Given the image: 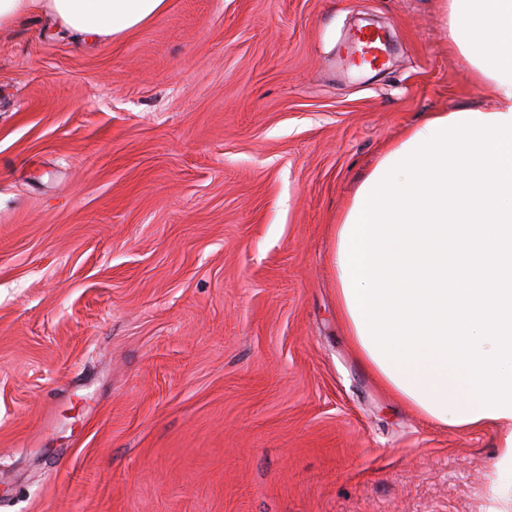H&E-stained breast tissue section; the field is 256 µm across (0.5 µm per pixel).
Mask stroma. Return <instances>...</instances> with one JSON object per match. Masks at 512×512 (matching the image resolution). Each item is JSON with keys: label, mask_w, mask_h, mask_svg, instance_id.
<instances>
[{"label": "stroma", "mask_w": 512, "mask_h": 512, "mask_svg": "<svg viewBox=\"0 0 512 512\" xmlns=\"http://www.w3.org/2000/svg\"><path fill=\"white\" fill-rule=\"evenodd\" d=\"M389 32L383 70L338 67ZM445 0H168L0 30V512H512L494 427L383 389L331 228L433 112L492 107ZM166 7L167 0H0V28L48 13L88 38L122 37L159 17ZM381 36L375 31H360L353 38L355 53L360 61L376 64L381 59Z\"/></svg>", "instance_id": "stroma-1"}]
</instances>
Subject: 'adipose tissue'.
<instances>
[{"mask_svg":"<svg viewBox=\"0 0 512 512\" xmlns=\"http://www.w3.org/2000/svg\"><path fill=\"white\" fill-rule=\"evenodd\" d=\"M167 0H0V28L51 14L121 37ZM448 39L498 104L433 114L357 188L335 230L340 313L357 357L425 420L510 425L512 479V0H448Z\"/></svg>","mask_w":512,"mask_h":512,"instance_id":"adipose-tissue-1","label":"adipose tissue"}]
</instances>
